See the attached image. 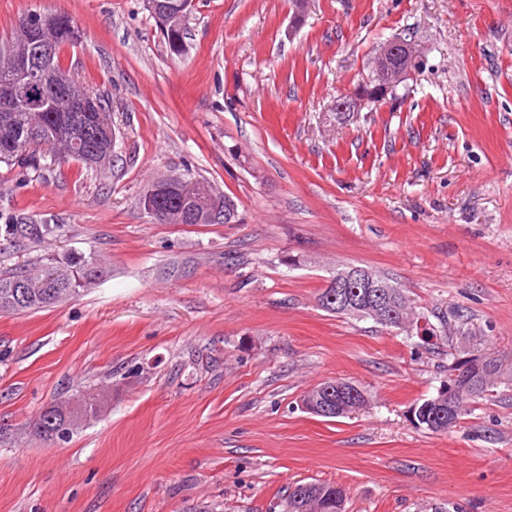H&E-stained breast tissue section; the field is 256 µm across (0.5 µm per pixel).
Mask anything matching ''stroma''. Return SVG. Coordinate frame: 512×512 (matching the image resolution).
<instances>
[{"instance_id": "1", "label": "stroma", "mask_w": 512, "mask_h": 512, "mask_svg": "<svg viewBox=\"0 0 512 512\" xmlns=\"http://www.w3.org/2000/svg\"><path fill=\"white\" fill-rule=\"evenodd\" d=\"M33 12L73 18L63 64L116 140L99 170L0 163V212L64 227L0 245V270L106 267L0 313V512H283L313 480L347 512H512V386L445 433L410 414L456 359L512 363V0H195L179 56L144 0H0V38ZM397 35L419 51L399 100L336 111ZM168 174L230 197L236 222L155 221L140 198ZM340 264L398 283L418 323L324 311ZM336 378L366 406L307 413ZM88 392L104 406L70 440L34 434Z\"/></svg>"}]
</instances>
